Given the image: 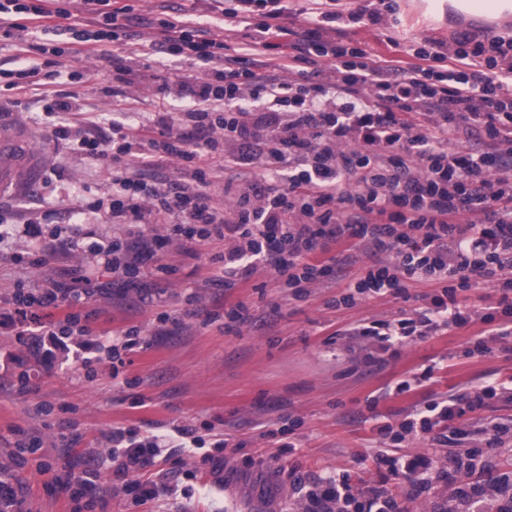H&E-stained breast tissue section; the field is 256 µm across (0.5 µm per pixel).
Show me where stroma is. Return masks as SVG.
<instances>
[{"label": "stroma", "mask_w": 512, "mask_h": 512, "mask_svg": "<svg viewBox=\"0 0 512 512\" xmlns=\"http://www.w3.org/2000/svg\"><path fill=\"white\" fill-rule=\"evenodd\" d=\"M402 29L408 36L447 39L458 30L491 28L498 23L445 16L437 21L425 13V0H396ZM394 29L344 25L337 37L371 52L405 59L389 42ZM35 33L18 31L0 37V122L32 133L43 158L36 187L0 201L6 222L39 220L41 252L30 251L26 239L0 243V309L9 307L18 288H65L78 269L92 262V242L125 236L128 228L90 213L83 224H72L61 187H75L91 198H108L112 181L106 162L55 144L45 121V106L57 90L76 100L78 112L110 117L116 73L111 57L93 53L44 55L36 49ZM130 68L126 88L129 111L152 118L160 107L179 114L177 97H164L163 82L177 83L197 76L189 64L161 54H143L134 40L121 52ZM36 62L61 72L60 83L29 85L14 96L7 84L12 71ZM77 69L85 78L69 79ZM78 237L84 249H69L65 241ZM170 274H146L144 295H118L112 275L100 272L89 285L87 302L76 305L91 334L141 325L145 344L128 354V362L113 381L112 363L101 359L85 367L77 362L55 368L40 366L24 337L0 328V465L8 467L24 487V512H70L71 490L65 475L88 451L106 449V434L116 426L135 427L141 435H164L174 425L210 424L224 435L225 477L213 474L201 454H182L183 473L175 496L159 494L137 503L133 494L112 493L105 507L94 512H296L299 495L294 478L361 471V456L377 453L375 415L400 420L429 393L472 391L488 381L512 382V340L494 344L491 353L466 356L484 329L475 324L439 332L403 346L384 365H367L349 351L348 329L365 320L396 316L404 303L392 297L369 299L352 308H333L346 281L366 263L365 255L345 253L329 244L328 255L340 259L342 274L327 287L312 289L303 299L282 292L266 269L249 282L224 289L204 282L195 271L199 259L176 247L166 249ZM247 304L252 323L225 329L209 322L214 312ZM169 314L158 322L159 314ZM433 367L431 388L392 396L384 389ZM378 397L370 406V397ZM296 423L299 446L275 454L264 437L284 420ZM39 443L36 453L19 447Z\"/></svg>", "instance_id": "obj_1"}]
</instances>
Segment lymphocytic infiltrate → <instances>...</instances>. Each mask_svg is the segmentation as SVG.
<instances>
[{
	"label": "lymphocytic infiltrate",
	"mask_w": 512,
	"mask_h": 512,
	"mask_svg": "<svg viewBox=\"0 0 512 512\" xmlns=\"http://www.w3.org/2000/svg\"><path fill=\"white\" fill-rule=\"evenodd\" d=\"M79 2L90 21L70 29L71 44L94 45L105 56L147 29L152 52L187 62L200 75L177 84L187 102L177 123L164 111L147 122L127 112L126 92L116 88L109 131L94 118L73 126L69 95L54 96L46 116L56 141L112 162L110 203L72 193L73 216L106 211L124 224L165 225L169 239L209 249L205 280L227 288L266 268L279 288L306 296L335 272V258L315 256L331 243L370 259L340 296L341 306L386 295L405 300L410 286H430L412 312L354 328L352 347L366 361L451 326L488 325V338L473 344L478 355L490 352L489 337H512L511 37H416L407 49L413 61L405 65L331 38L344 22L393 27L395 0L348 14L324 9L320 0L296 7L289 0H214L220 17L213 22L190 19L182 7L150 18L124 0ZM64 13L48 0H0V29L35 23L45 37L39 51L56 55L58 30L50 20ZM285 14L300 19L303 32L281 54L279 74H263L271 21ZM239 26L252 30L251 40L228 53L222 31ZM172 157L188 164V181L150 185L127 175L130 167L152 170ZM218 166L252 172L228 212L213 203ZM89 250L98 261L85 268L84 279L104 268L124 291L137 287L145 260L153 272L170 270L152 239L116 237ZM481 287L498 293L496 306L477 308L457 296ZM81 299L75 291L36 288L16 294L6 318L45 346V363L60 357L86 365L107 346L71 343L79 322L71 308ZM48 308L58 310L57 319L46 318ZM511 391L493 381L427 398L401 420L383 423L381 449L372 458L378 480L339 472L301 483L303 512H399L392 479L433 498L436 512H512V477H483L496 449L512 445V426L483 427L469 458L449 451L454 424ZM107 441L92 466L68 475L72 502L97 506L107 465L124 487L138 491L139 501L154 499L159 486L144 471L165 440L115 427ZM460 473L466 480L454 485Z\"/></svg>",
	"instance_id": "lymphocytic-infiltrate-1"
}]
</instances>
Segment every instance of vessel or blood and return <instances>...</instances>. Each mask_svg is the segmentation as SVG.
<instances>
[{"label":"vessel or blood","instance_id":"obj_1","mask_svg":"<svg viewBox=\"0 0 512 512\" xmlns=\"http://www.w3.org/2000/svg\"><path fill=\"white\" fill-rule=\"evenodd\" d=\"M41 156L26 131L0 125V199L30 190L38 180Z\"/></svg>","mask_w":512,"mask_h":512}]
</instances>
